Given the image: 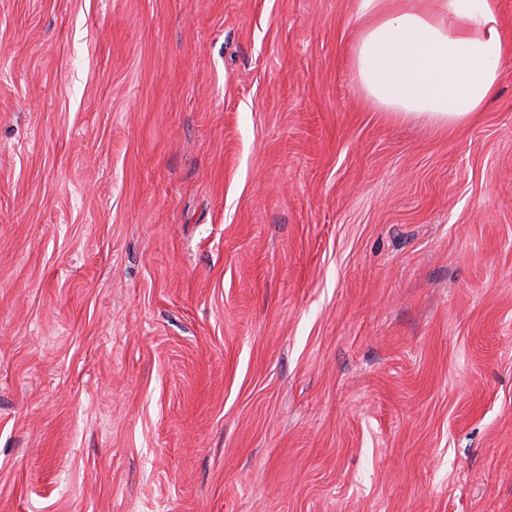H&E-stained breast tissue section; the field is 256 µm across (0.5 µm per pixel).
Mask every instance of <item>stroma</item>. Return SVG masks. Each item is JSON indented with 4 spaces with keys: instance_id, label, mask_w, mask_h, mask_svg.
Returning <instances> with one entry per match:
<instances>
[{
    "instance_id": "obj_1",
    "label": "stroma",
    "mask_w": 512,
    "mask_h": 512,
    "mask_svg": "<svg viewBox=\"0 0 512 512\" xmlns=\"http://www.w3.org/2000/svg\"><path fill=\"white\" fill-rule=\"evenodd\" d=\"M356 0H0V512H512V64L375 110Z\"/></svg>"
}]
</instances>
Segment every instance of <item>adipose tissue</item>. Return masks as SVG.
<instances>
[{"label": "adipose tissue", "instance_id": "1", "mask_svg": "<svg viewBox=\"0 0 512 512\" xmlns=\"http://www.w3.org/2000/svg\"><path fill=\"white\" fill-rule=\"evenodd\" d=\"M355 77L367 100L438 129L470 123L512 61L497 0H357Z\"/></svg>", "mask_w": 512, "mask_h": 512}]
</instances>
